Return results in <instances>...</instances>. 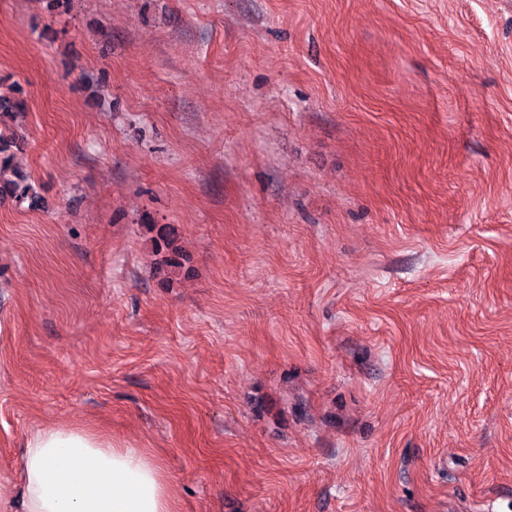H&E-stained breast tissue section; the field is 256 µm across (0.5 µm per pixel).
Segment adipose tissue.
<instances>
[{"label": "adipose tissue", "instance_id": "ef3b65f1", "mask_svg": "<svg viewBox=\"0 0 512 512\" xmlns=\"http://www.w3.org/2000/svg\"><path fill=\"white\" fill-rule=\"evenodd\" d=\"M25 448L24 512H173L161 464L139 449L65 425Z\"/></svg>", "mask_w": 512, "mask_h": 512}]
</instances>
